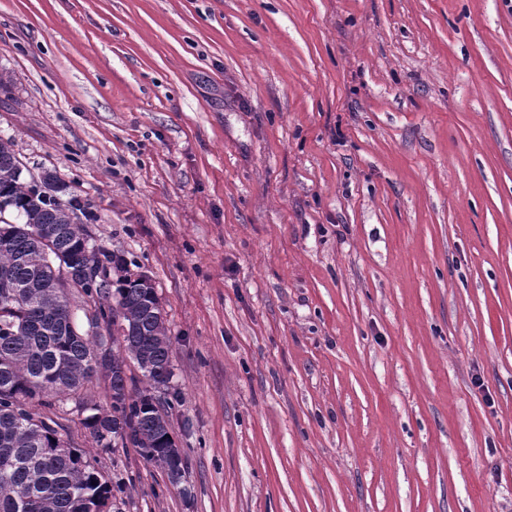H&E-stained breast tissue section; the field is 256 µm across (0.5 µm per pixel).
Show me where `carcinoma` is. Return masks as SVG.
<instances>
[{
    "mask_svg": "<svg viewBox=\"0 0 512 512\" xmlns=\"http://www.w3.org/2000/svg\"><path fill=\"white\" fill-rule=\"evenodd\" d=\"M10 140L0 139V512H110L112 484L87 453L70 447L57 430L26 408L34 399L51 409L99 373L93 356L100 336L64 323L56 309L68 306L67 288L79 289L112 328L107 350L112 370L108 408L84 419L100 447L124 440L171 485L186 478L184 459L170 431V402L155 397L157 377L172 375V342L152 280L134 278L124 259L90 245L74 220L80 200L63 201L58 177L26 179ZM37 228H52L47 244ZM67 276H62L61 270ZM134 364L148 387L136 388Z\"/></svg>",
    "mask_w": 512,
    "mask_h": 512,
    "instance_id": "obj_1",
    "label": "carcinoma"
}]
</instances>
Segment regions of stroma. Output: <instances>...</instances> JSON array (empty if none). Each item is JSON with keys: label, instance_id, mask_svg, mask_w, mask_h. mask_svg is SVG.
<instances>
[{"label": "stroma", "instance_id": "1", "mask_svg": "<svg viewBox=\"0 0 512 512\" xmlns=\"http://www.w3.org/2000/svg\"><path fill=\"white\" fill-rule=\"evenodd\" d=\"M0 137L165 312L112 512H512V0H0Z\"/></svg>", "mask_w": 512, "mask_h": 512}]
</instances>
